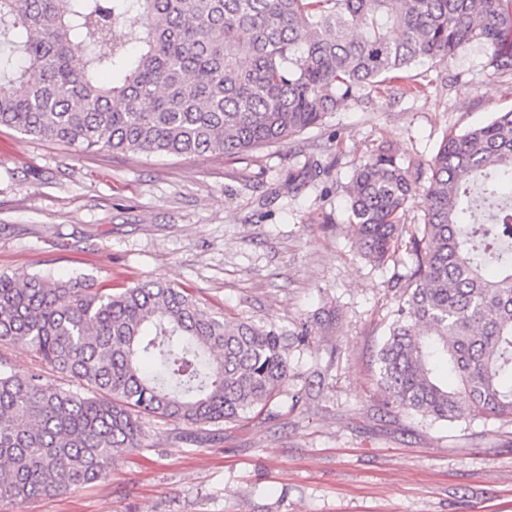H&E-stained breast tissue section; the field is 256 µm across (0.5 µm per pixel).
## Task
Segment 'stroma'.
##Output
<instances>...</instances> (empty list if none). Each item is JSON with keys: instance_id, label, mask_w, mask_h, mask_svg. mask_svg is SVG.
<instances>
[{"instance_id": "35a3bbf8", "label": "stroma", "mask_w": 512, "mask_h": 512, "mask_svg": "<svg viewBox=\"0 0 512 512\" xmlns=\"http://www.w3.org/2000/svg\"><path fill=\"white\" fill-rule=\"evenodd\" d=\"M418 96L386 89L322 126L239 158L81 152L0 127V272L82 276L119 291L167 281L230 321L290 333L293 375L271 419L214 441L149 421L148 447L101 481L0 512H512V422L384 412L374 375L412 266L363 259L347 211L353 169L382 145L427 172L446 130L512 107V73L478 44L419 64ZM307 392L301 404L292 393Z\"/></svg>"}]
</instances>
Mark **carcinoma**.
Segmentation results:
<instances>
[{"instance_id":"carcinoma-1","label":"carcinoma","mask_w":512,"mask_h":512,"mask_svg":"<svg viewBox=\"0 0 512 512\" xmlns=\"http://www.w3.org/2000/svg\"><path fill=\"white\" fill-rule=\"evenodd\" d=\"M475 41L512 71V0H0V126L79 151L239 157L381 86L422 93L416 62ZM429 171L422 181L381 146L351 179L362 257L414 259L377 391L433 422H512V109L445 134ZM417 197L422 223L408 228ZM320 320L289 337L230 322L177 284L112 293L0 272V342L76 385L0 361V505L106 478L145 448L150 419L204 431L271 415L288 339L308 345Z\"/></svg>"}]
</instances>
